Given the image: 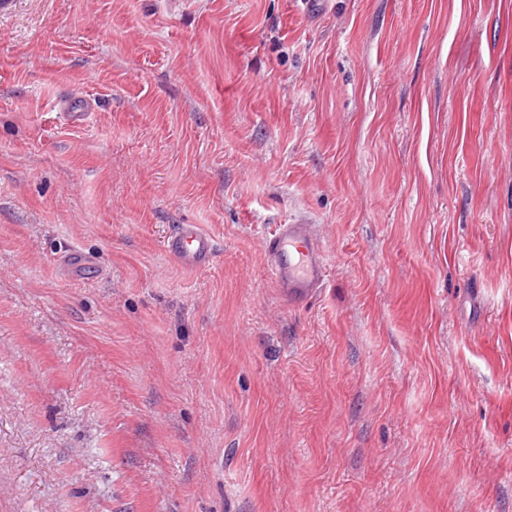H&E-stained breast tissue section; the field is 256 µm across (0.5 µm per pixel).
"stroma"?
Returning a JSON list of instances; mask_svg holds the SVG:
<instances>
[{"instance_id":"35a3bbf8","label":"stroma","mask_w":512,"mask_h":512,"mask_svg":"<svg viewBox=\"0 0 512 512\" xmlns=\"http://www.w3.org/2000/svg\"><path fill=\"white\" fill-rule=\"evenodd\" d=\"M0 512H512V0L0 12ZM61 110L66 112L67 122L70 126L78 128L87 124L92 106L87 102L76 103L71 99L60 102ZM269 273L290 305L310 299L323 285L329 254L311 224H281L264 242ZM163 248L182 267L199 270L212 262L216 243L195 224H174L164 239ZM58 261L60 271L69 277L90 280L97 273V259L83 250H67L60 256Z\"/></svg>"}]
</instances>
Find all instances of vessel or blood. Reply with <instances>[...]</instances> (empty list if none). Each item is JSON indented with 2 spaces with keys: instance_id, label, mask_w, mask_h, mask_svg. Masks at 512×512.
<instances>
[{
  "instance_id": "obj_1",
  "label": "vessel or blood",
  "mask_w": 512,
  "mask_h": 512,
  "mask_svg": "<svg viewBox=\"0 0 512 512\" xmlns=\"http://www.w3.org/2000/svg\"><path fill=\"white\" fill-rule=\"evenodd\" d=\"M60 106L70 126L78 128L87 124L91 104L65 99ZM163 248L182 267L199 270L210 265L216 243L196 225L175 224L165 237ZM264 249L270 276L289 304L306 302L322 286L329 254L312 225L299 221L279 225L265 241ZM59 269L66 276L90 280L97 272L98 263L93 255L71 249L60 256Z\"/></svg>"
}]
</instances>
